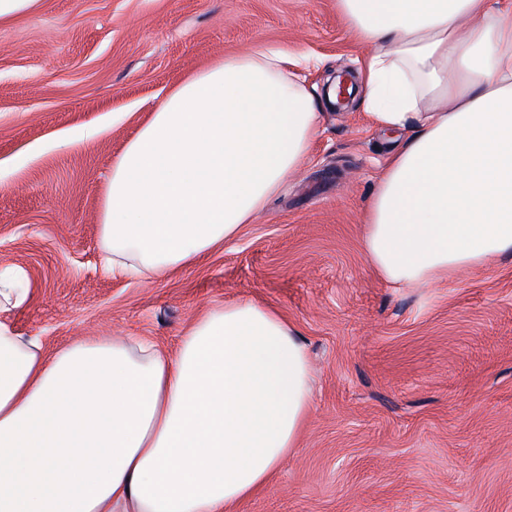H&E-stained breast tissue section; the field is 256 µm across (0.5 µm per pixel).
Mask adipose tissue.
<instances>
[{
  "label": "adipose tissue",
  "instance_id": "1",
  "mask_svg": "<svg viewBox=\"0 0 512 512\" xmlns=\"http://www.w3.org/2000/svg\"><path fill=\"white\" fill-rule=\"evenodd\" d=\"M364 109L403 132L369 202L382 279L435 286L512 256V0H336ZM279 51L173 88L112 165L111 272L164 277L235 237L299 168L317 105ZM311 402L294 325L217 304L168 352L81 337L54 355L0 322V512H231L299 446Z\"/></svg>",
  "mask_w": 512,
  "mask_h": 512
}]
</instances>
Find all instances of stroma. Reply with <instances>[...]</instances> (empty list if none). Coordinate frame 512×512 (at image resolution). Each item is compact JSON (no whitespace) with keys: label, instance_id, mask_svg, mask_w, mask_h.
I'll return each instance as SVG.
<instances>
[{"label":"stroma","instance_id":"obj_1","mask_svg":"<svg viewBox=\"0 0 512 512\" xmlns=\"http://www.w3.org/2000/svg\"><path fill=\"white\" fill-rule=\"evenodd\" d=\"M255 47L288 53L317 102L308 157L195 266L107 274L114 160L174 86ZM366 53L336 0H43L0 24V271L28 293L0 320L50 355L83 336L172 351L210 307L254 301L299 330L312 392L299 447L237 512H512V257L427 288L375 273L361 240L390 134L325 96Z\"/></svg>","mask_w":512,"mask_h":512}]
</instances>
